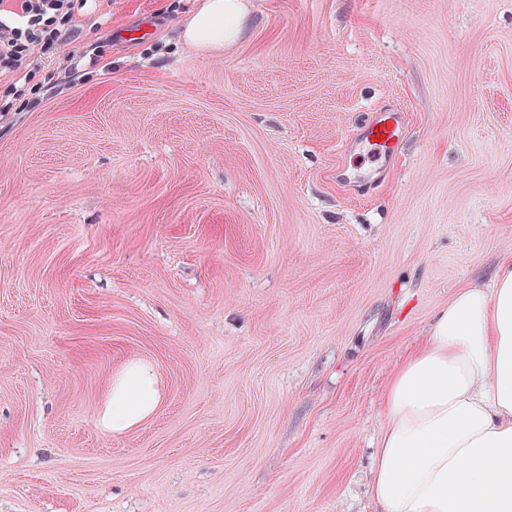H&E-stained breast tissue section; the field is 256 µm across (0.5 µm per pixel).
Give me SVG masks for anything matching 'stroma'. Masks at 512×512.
Returning <instances> with one entry per match:
<instances>
[{
  "label": "stroma",
  "instance_id": "1",
  "mask_svg": "<svg viewBox=\"0 0 512 512\" xmlns=\"http://www.w3.org/2000/svg\"><path fill=\"white\" fill-rule=\"evenodd\" d=\"M194 2L80 0L0 74V512H374L396 364L512 254V0H249L213 55ZM135 361L161 404L107 432ZM251 21L246 0H201L181 22L179 39L197 52L222 51L242 38ZM404 127L403 112L398 110L375 112L358 137L364 158L372 163L386 161L401 139Z\"/></svg>",
  "mask_w": 512,
  "mask_h": 512
}]
</instances>
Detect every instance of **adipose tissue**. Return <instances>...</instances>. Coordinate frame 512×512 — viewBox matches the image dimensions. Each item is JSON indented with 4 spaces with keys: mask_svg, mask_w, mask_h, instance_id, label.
<instances>
[{
    "mask_svg": "<svg viewBox=\"0 0 512 512\" xmlns=\"http://www.w3.org/2000/svg\"><path fill=\"white\" fill-rule=\"evenodd\" d=\"M247 0H200L181 43L198 52L237 43ZM161 401L153 369L127 364L100 409L118 434ZM370 491L378 512H512V257L488 283L458 288L384 392Z\"/></svg>",
    "mask_w": 512,
    "mask_h": 512,
    "instance_id": "ef3b65f1",
    "label": "adipose tissue"
}]
</instances>
